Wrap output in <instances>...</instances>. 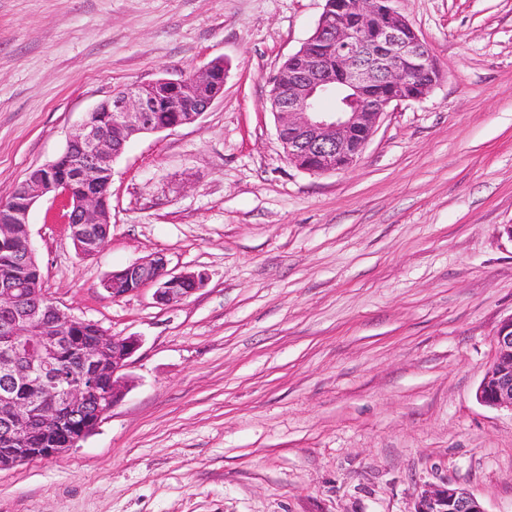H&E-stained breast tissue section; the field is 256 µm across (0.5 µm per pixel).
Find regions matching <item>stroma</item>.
Segmentation results:
<instances>
[{
  "mask_svg": "<svg viewBox=\"0 0 512 512\" xmlns=\"http://www.w3.org/2000/svg\"><path fill=\"white\" fill-rule=\"evenodd\" d=\"M324 5L0 0V198L115 88L225 68L197 121L116 159L97 253L34 205L50 298L141 345L94 432L0 471V512H415L449 484L512 512V411L476 398L512 316V0H395L443 78L314 175L268 94ZM156 255L204 287L104 291Z\"/></svg>",
  "mask_w": 512,
  "mask_h": 512,
  "instance_id": "obj_1",
  "label": "stroma"
}]
</instances>
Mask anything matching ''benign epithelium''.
Instances as JSON below:
<instances>
[{
	"label": "benign epithelium",
	"mask_w": 512,
	"mask_h": 512,
	"mask_svg": "<svg viewBox=\"0 0 512 512\" xmlns=\"http://www.w3.org/2000/svg\"><path fill=\"white\" fill-rule=\"evenodd\" d=\"M315 37L327 42L332 55L314 51L309 43L292 54L296 65L278 73L269 92L278 139L289 163L310 173L346 170L361 158L381 117L394 103L420 101L441 81L443 74L410 21L393 6L394 0H325ZM207 76L205 69L177 79L159 78L100 103L67 143L64 154L74 159L72 179L82 184L75 195L66 182L51 177L53 164L22 182L21 199L12 211L8 239L24 242L23 260L35 261L29 233L32 207L43 196L58 202L62 223L70 231L77 252L88 256L104 244L99 235L81 231L93 224H111L107 198L113 161L123 152L124 140L133 135L174 129L195 122L215 97L188 108V115L173 124L156 125L146 112L147 97L162 90L185 91L191 81ZM349 96L335 111L319 110L316 99L335 84ZM110 113L108 125L96 116ZM288 135H283V130ZM196 282V288L178 284ZM155 286V300L167 305L189 296L205 284L200 273L172 275L165 260L156 257L133 263L112 273L106 292L121 298L143 286ZM86 321L65 314L45 289L0 281V334L9 338L0 346V413L14 412L19 421L0 430V470L26 461L54 459L77 446L112 411L126 390L124 371L140 343L135 337L116 338L95 325L98 341L82 356L86 370L75 375L59 365L61 350L70 346L73 329ZM495 356L477 389V399L512 411V316L494 336ZM112 352V395L100 393L95 373L97 357ZM43 382L39 397L23 403L17 387L30 378ZM88 405L97 407V419L71 433L63 448H27L33 430L54 435L62 430V415ZM416 512H485L465 487L447 486L421 496Z\"/></svg>",
	"instance_id": "benign-epithelium-1"
}]
</instances>
